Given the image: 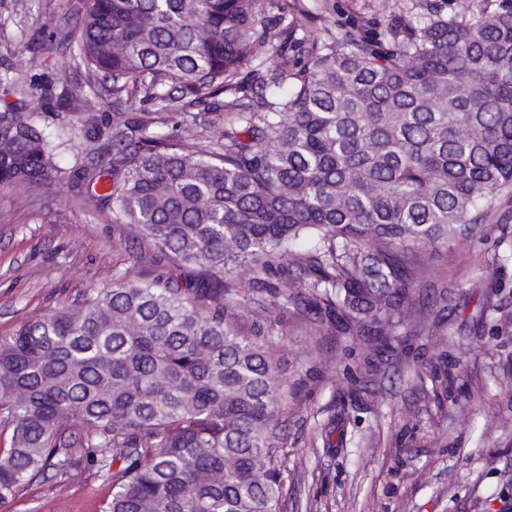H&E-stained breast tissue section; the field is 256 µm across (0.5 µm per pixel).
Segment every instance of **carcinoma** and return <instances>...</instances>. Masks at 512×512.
Instances as JSON below:
<instances>
[{
  "label": "carcinoma",
  "mask_w": 512,
  "mask_h": 512,
  "mask_svg": "<svg viewBox=\"0 0 512 512\" xmlns=\"http://www.w3.org/2000/svg\"><path fill=\"white\" fill-rule=\"evenodd\" d=\"M87 0L60 72L82 66L80 110L112 105L107 158L73 166L34 118L0 113V188L106 181L98 200L182 267L257 282L300 266L293 244L319 241L313 277L287 275L272 306L301 301L381 353L413 326L429 268L414 246L449 242L512 189V0H373L306 35L308 12L269 0ZM270 93L252 95L253 83ZM226 99L200 142L150 130L186 95ZM153 117L121 120L124 102ZM512 252L480 264L497 280ZM231 289L207 300L175 277L119 275L82 307L52 309L0 337V506L48 473L91 468L112 484L104 512H280L288 450L278 408L288 387L257 337L228 320ZM336 425L322 447L342 448Z\"/></svg>",
  "instance_id": "1"
}]
</instances>
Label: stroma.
<instances>
[{"label":"stroma","mask_w":512,"mask_h":512,"mask_svg":"<svg viewBox=\"0 0 512 512\" xmlns=\"http://www.w3.org/2000/svg\"><path fill=\"white\" fill-rule=\"evenodd\" d=\"M0 0V65L18 84L47 86L42 125L49 135L77 125L111 126V112L79 111L87 72H58L66 36L81 21L82 0H28L14 12ZM312 35L350 18L363 0H301ZM101 186L62 182L30 194L0 189V337L48 310L80 307L113 274L148 282L172 272L170 260L126 225L114 224L95 200ZM512 242V196L502 195L482 232L423 250L432 276L420 289L447 290V302L419 301L421 325L399 334L386 353L367 341L317 328L301 305L271 309L274 268L239 287L232 319L244 336L276 349L296 388L280 408L288 445L283 512H512V265L490 281L475 265ZM472 255L466 263L464 255ZM500 306L502 323L479 318L482 301ZM447 367L448 386L420 381L427 367ZM356 417L354 441L327 451L321 430L340 409ZM112 493L94 470L21 484L0 512H102Z\"/></svg>","instance_id":"1"}]
</instances>
